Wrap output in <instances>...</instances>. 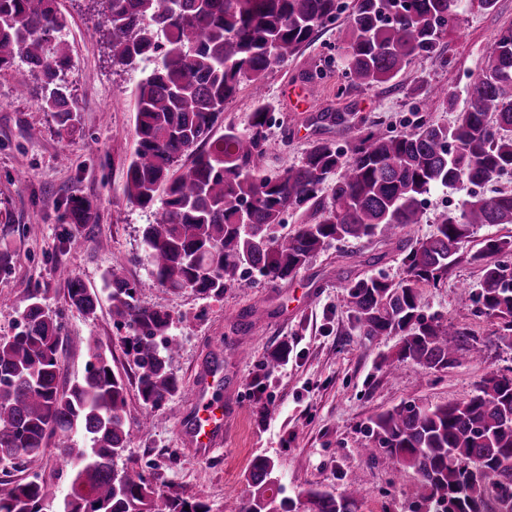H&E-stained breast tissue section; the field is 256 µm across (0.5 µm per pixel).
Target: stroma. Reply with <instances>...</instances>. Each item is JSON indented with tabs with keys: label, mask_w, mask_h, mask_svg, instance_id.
Wrapping results in <instances>:
<instances>
[{
	"label": "stroma",
	"mask_w": 512,
	"mask_h": 512,
	"mask_svg": "<svg viewBox=\"0 0 512 512\" xmlns=\"http://www.w3.org/2000/svg\"><path fill=\"white\" fill-rule=\"evenodd\" d=\"M58 7L68 21L73 125L60 129L33 96L20 93V83L35 82L26 65L0 71V244L12 254L10 267L0 271V336L21 329L26 298L39 291L61 324L65 381L83 375L89 352L97 347L111 354L129 385L132 440L124 460L159 473L185 498L206 502L211 512H238L250 494L244 474L258 456L274 461L289 496L309 488L339 495L357 479L364 485L359 512H409L417 475L387 454L366 457L368 427L378 413L404 402L466 400L487 369L512 371V348L497 340L495 318L459 298L460 289L479 288L480 264L462 261L441 287L420 291L425 316L476 335L465 360L442 371L398 360L399 337L370 340L353 325L343 288L346 274L393 281L403 276L401 253L378 238L332 243L288 280L249 276L218 299L148 287L142 230L154 223L158 210L131 204L123 189L126 164L137 147L135 87L151 64L112 65L102 39L89 32L98 17L95 0H58ZM346 23L342 17L320 27L310 45L267 77L273 122L264 174L298 163L317 140L346 145L365 121H383L395 134L410 131L419 103L430 121L453 124L497 32L512 24V0H497L491 12L476 0H463L441 58L412 62L389 85H349L338 50ZM432 84L455 95V109L437 98L422 99ZM323 112L341 113L346 121H320ZM480 190L510 191L512 176L481 188L463 182L431 190L409 238L429 237L444 209L458 208ZM74 197L91 199L97 211L96 223L83 230L76 246L62 237V215ZM120 258L126 261L124 276L144 283L141 300L169 312L181 340L172 371L183 390L151 415L133 388L135 368L124 346L128 331L113 322L109 301L101 300L96 316L85 318L70 305L61 276L70 271L101 291L105 273ZM283 343L287 362L268 370L269 352ZM219 355L232 419L223 446L202 459L183 445L182 425L200 366ZM148 416L154 425L145 432L141 424Z\"/></svg>",
	"instance_id": "stroma-1"
}]
</instances>
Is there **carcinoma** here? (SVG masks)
<instances>
[{"label":"carcinoma","mask_w":512,"mask_h":512,"mask_svg":"<svg viewBox=\"0 0 512 512\" xmlns=\"http://www.w3.org/2000/svg\"><path fill=\"white\" fill-rule=\"evenodd\" d=\"M461 0H102L93 23L112 64L147 60L137 84V147L124 193L142 208L161 204L142 230L151 282L174 291L219 296L242 276L286 280L332 242L380 238L404 253V276L347 281L351 317L363 336H398L397 357L442 371L460 362L474 333L421 311L420 289L437 288L464 259L477 224H512V193L474 195L457 213L439 214L435 231L415 242L400 236L421 221L422 197L461 181L487 184L512 172V25L496 36L482 74L467 89V107L451 125L418 118L391 135L373 123L348 149L316 141L302 160L271 177L259 172L266 152L270 107L265 79L307 46L315 30L348 12L341 46L345 76L359 86L390 82L411 60L440 56ZM56 0H0V70L26 63L36 84L21 85L65 129L74 120L65 79L69 44ZM256 106L247 128H216L224 104L243 81ZM335 178L330 200L322 185ZM306 208L309 220L280 233L282 215ZM96 219L92 204L72 198L64 220L67 242ZM471 259L482 262L479 291L468 299L498 319L497 339L512 347V235L490 236ZM68 299L96 315L98 293L68 276ZM112 318L128 328L127 353L137 392L155 412L180 391L170 370L179 349L174 318L144 304L145 284L118 268L104 276ZM22 330L0 336V465L20 461L32 477L0 480V512H45L48 487L39 476L49 440L73 464L59 512H210L136 463L117 464L127 448V389L107 354L91 349L82 377L60 380L63 346L57 315L31 293ZM77 432L88 446L75 448ZM379 452L412 468L418 482L411 512H512V374L487 371L469 399L446 404L403 403L369 427ZM245 478L250 496L240 512H358L357 482L334 495L309 489L297 503L284 496L275 464L257 457Z\"/></svg>","instance_id":"obj_1"}]
</instances>
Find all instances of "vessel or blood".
Masks as SVG:
<instances>
[{
	"instance_id": "vessel-or-blood-1",
	"label": "vessel or blood",
	"mask_w": 512,
	"mask_h": 512,
	"mask_svg": "<svg viewBox=\"0 0 512 512\" xmlns=\"http://www.w3.org/2000/svg\"><path fill=\"white\" fill-rule=\"evenodd\" d=\"M193 401V410L183 424L184 442L194 456L206 458L222 444L229 424L224 409L223 361L207 368Z\"/></svg>"
}]
</instances>
